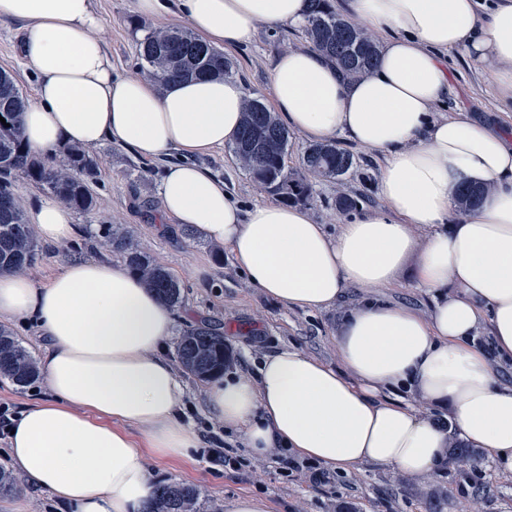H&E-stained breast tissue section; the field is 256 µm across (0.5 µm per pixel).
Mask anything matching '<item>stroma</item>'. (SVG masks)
I'll return each mask as SVG.
<instances>
[{"label": "stroma", "mask_w": 512, "mask_h": 512, "mask_svg": "<svg viewBox=\"0 0 512 512\" xmlns=\"http://www.w3.org/2000/svg\"><path fill=\"white\" fill-rule=\"evenodd\" d=\"M104 20L100 33L112 57V69L119 76L140 74L138 42L161 22L140 16L135 0H96ZM300 27L278 29L259 27L252 44L226 54L233 64V77L242 79L250 96L266 89L275 57L289 49L309 46ZM13 76L24 96L34 94L33 78L19 55V25L0 23V69ZM448 68L454 79V96L445 101V112L464 110L478 118L512 128V118L498 113L493 87L480 67L461 51L448 55ZM356 162L353 171L341 178H312V193L304 206L317 223L335 230L339 216L337 196L357 200L359 209H378L384 202L378 194L380 158L376 152L343 144ZM98 163V175L91 185L95 208L88 213L75 212L74 221L82 237L60 249L38 243V256L29 267L31 278L39 284L58 272L71 260L100 258L118 261V254L107 248L99 232L105 226H118L129 232L133 242L148 252L181 282L183 299L174 308L175 334L201 324L218 328L233 352L232 369L249 368L252 360L289 347L333 367H341L336 348V326L342 310L354 306L363 297L360 288L350 289L339 306L323 311L292 309L266 297L239 272L230 253H218L215 245L196 237L186 226L161 220L157 208L160 162H147L129 150L105 142L90 149ZM202 164L225 184L243 203L269 200V193L256 186L239 164L230 147L216 149L202 157ZM416 260L408 258L395 277V285L384 295L390 301L427 313L429 299L416 286ZM189 405L187 415L201 439L191 459L149 458L148 467L157 483H185L199 491V512H229L236 498L252 495L260 498L265 512H333L330 497L350 493L362 512H512V476L490 472V456H483L480 467L483 483L469 487L465 475L470 464L457 460L431 479L395 470L379 464L354 468V490L341 483L314 487L305 480H289L279 475L275 463L267 457H252L239 448L242 466L233 468L211 462L207 457L208 438L224 432L203 408L205 381L185 374Z\"/></svg>", "instance_id": "stroma-1"}]
</instances>
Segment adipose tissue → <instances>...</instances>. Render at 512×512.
<instances>
[{"label":"adipose tissue","mask_w":512,"mask_h":512,"mask_svg":"<svg viewBox=\"0 0 512 512\" xmlns=\"http://www.w3.org/2000/svg\"><path fill=\"white\" fill-rule=\"evenodd\" d=\"M375 33L380 63L349 79L319 51L278 54L268 92L278 120L310 141L344 135L382 158L385 206L336 232L301 207L237 201L201 157L233 143L248 91L236 78L161 83L112 74L95 0H0L21 25L36 79L22 116L28 147L54 159L63 145L111 142L164 161L161 214L226 247L253 287L288 307L323 310L349 288L367 294L336 329L342 368L296 348L212 380L204 404L257 456L280 448L348 471L386 465L441 472L452 440L492 453L512 475V134L436 105L454 92L448 54L485 65L500 112H512V0H336ZM307 0H137L140 15L174 16L206 42L238 49L259 26L304 23ZM486 186L479 207L456 208L463 184ZM29 223L62 246L80 229L67 205L39 200ZM428 314L394 305L409 256ZM0 320L36 323L43 398L13 418L8 453L27 487L69 512H141L154 491L148 457L186 458L198 445L186 383L167 355L171 308L127 267L70 261L39 285L0 270ZM407 390L388 400L382 391ZM447 411L450 429L415 407Z\"/></svg>","instance_id":"1"}]
</instances>
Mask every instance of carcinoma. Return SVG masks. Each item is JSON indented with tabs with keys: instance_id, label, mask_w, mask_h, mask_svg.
I'll return each instance as SVG.
<instances>
[{
	"instance_id": "obj_1",
	"label": "carcinoma",
	"mask_w": 512,
	"mask_h": 512,
	"mask_svg": "<svg viewBox=\"0 0 512 512\" xmlns=\"http://www.w3.org/2000/svg\"><path fill=\"white\" fill-rule=\"evenodd\" d=\"M304 30L313 45L333 60L348 77L370 72L378 63V47L370 33L337 14L330 0H308ZM160 45V35L149 33L138 43L141 62L153 66ZM177 60L162 77L166 82L204 78L218 69L226 77L232 73L224 53L187 31L174 33L166 48ZM26 101L10 75H5L0 89V268L22 270L35 259L33 235L25 223L12 190V179L23 176L40 185L49 194L81 212L93 207L89 183L96 178L94 159L80 148H72L62 163L48 162L30 152L20 132V116ZM289 134L258 98L248 100L246 112L232 150L243 169L260 187H273L272 193L284 200H304L309 196L307 177L340 178L354 166L353 157L332 143L306 148L302 170L288 169ZM487 192L484 187L464 184L456 193L457 204L464 210L477 207ZM104 244L123 256L127 267L141 276L169 307L181 303V283L166 268L139 250L130 236L120 230L105 228ZM228 348L218 330L202 325L187 329L178 345L182 365L194 376L207 380L224 373ZM0 376L19 387L38 376L37 366L24 346L6 328L0 327ZM19 479L0 468V497L13 494ZM198 489L190 484H159L144 512H194Z\"/></svg>"
}]
</instances>
